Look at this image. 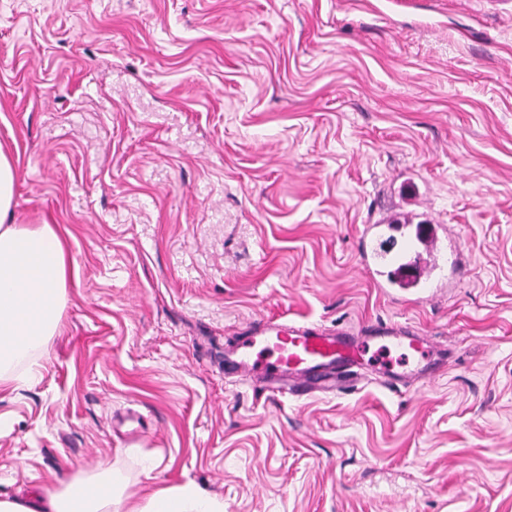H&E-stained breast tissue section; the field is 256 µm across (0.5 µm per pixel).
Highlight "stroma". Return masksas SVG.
I'll use <instances>...</instances> for the list:
<instances>
[{
  "label": "stroma",
  "instance_id": "35a3bbf8",
  "mask_svg": "<svg viewBox=\"0 0 512 512\" xmlns=\"http://www.w3.org/2000/svg\"><path fill=\"white\" fill-rule=\"evenodd\" d=\"M18 223L66 230L63 333L0 385V497L116 470L224 512H512V0H0ZM454 225L378 287L366 225ZM379 320L433 380L296 398L259 318Z\"/></svg>",
  "mask_w": 512,
  "mask_h": 512
}]
</instances>
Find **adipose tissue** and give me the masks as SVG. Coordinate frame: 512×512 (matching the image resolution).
<instances>
[{"label": "adipose tissue", "mask_w": 512, "mask_h": 512, "mask_svg": "<svg viewBox=\"0 0 512 512\" xmlns=\"http://www.w3.org/2000/svg\"><path fill=\"white\" fill-rule=\"evenodd\" d=\"M15 185V165L0 149V384L28 379L18 364L45 354L59 334L69 272L57 225L14 223ZM0 512H224V504L190 482L137 501L105 471L30 500L0 498Z\"/></svg>", "instance_id": "ef3b65f1"}]
</instances>
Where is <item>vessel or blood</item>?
Segmentation results:
<instances>
[{
	"label": "vessel or blood",
	"mask_w": 512,
	"mask_h": 512,
	"mask_svg": "<svg viewBox=\"0 0 512 512\" xmlns=\"http://www.w3.org/2000/svg\"><path fill=\"white\" fill-rule=\"evenodd\" d=\"M238 350L241 372L252 384L303 394L336 391L355 378L367 358L388 371L390 379L404 383L436 375L432 342L394 324L376 325L370 337L361 338L348 328L263 318ZM393 351L396 361H386V354Z\"/></svg>",
	"instance_id": "1"
}]
</instances>
